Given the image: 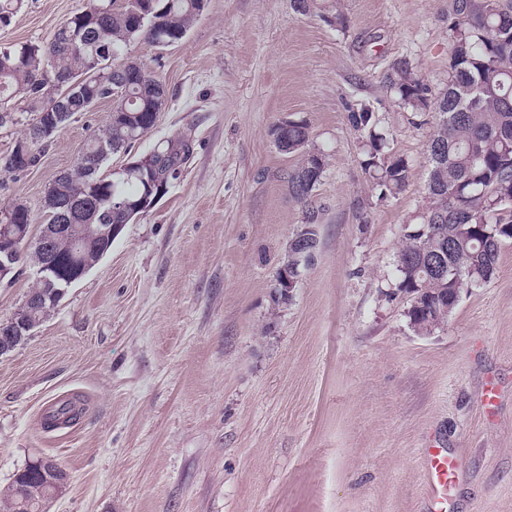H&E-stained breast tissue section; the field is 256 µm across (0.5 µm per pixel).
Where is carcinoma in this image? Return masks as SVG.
<instances>
[{
    "label": "carcinoma",
    "mask_w": 512,
    "mask_h": 512,
    "mask_svg": "<svg viewBox=\"0 0 512 512\" xmlns=\"http://www.w3.org/2000/svg\"><path fill=\"white\" fill-rule=\"evenodd\" d=\"M299 12L324 14L334 11L336 30L347 28L343 0L331 5L323 0H293ZM206 0H92L83 10L64 22L75 43L63 45L59 32L46 42H26L8 49V65L0 67V112H14L10 101L18 97L25 111L34 113L30 127L49 126L57 131L71 117L58 118L44 111L53 96L68 85L51 86L43 68L82 84L69 92L72 114L88 111L87 100L109 98L111 90L121 100L108 114L105 124L87 139L72 168L58 174L45 191L42 210L46 223H59L54 205L90 198L93 204L77 216L79 224L112 226L119 235L131 224L146 199L163 197L189 155V139L177 135L155 149L164 157L150 170L138 165L127 179L112 183L104 166L117 153L128 154L137 143L135 116L144 109H163L167 92L151 73L146 81L117 87L115 74L90 75L87 62L97 54L110 68L120 70L127 45L137 40L164 50L181 44L202 15ZM448 29V84L432 95L422 73L410 60H395L384 76L383 85L400 103L414 112H437L436 124L427 145L429 176L426 203L419 221L406 227L404 241L396 255V291L405 295L409 307L405 316L419 335L434 333L457 305L463 290L489 282L497 270L503 243L512 240V0H448L443 17ZM361 132L362 166L369 174L371 189L386 198L400 193L407 181L408 163L386 151L387 138L372 122L366 105L351 113ZM278 149L296 157L288 174V186L304 214L301 230L288 248V276L295 278L302 265L310 264L318 249L319 207L314 191L328 164L329 155L309 147L310 129L302 119L282 121L273 130ZM44 142L26 131L12 146L8 161L22 166L39 162ZM124 200L120 209L112 201ZM31 224L23 225L19 262L39 267L36 242L29 240ZM109 243L99 238L86 245L65 247L60 253L54 283L75 278L81 268L91 265L99 250ZM63 294L37 279L16 313L22 322L0 326V342L18 337L28 339ZM75 404L63 401L45 416V421L67 423L79 419ZM61 488L36 472L33 464L17 471L12 481L0 488V506L5 512H46Z\"/></svg>",
    "instance_id": "carcinoma-1"
}]
</instances>
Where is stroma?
Segmentation results:
<instances>
[{
  "label": "stroma",
  "mask_w": 512,
  "mask_h": 512,
  "mask_svg": "<svg viewBox=\"0 0 512 512\" xmlns=\"http://www.w3.org/2000/svg\"><path fill=\"white\" fill-rule=\"evenodd\" d=\"M87 0H23L0 48L43 42ZM348 27L292 0H207L187 39L128 53L163 81L159 123L181 175L32 335L0 356V485L41 456L68 479L48 512H424L420 455L460 463L451 512H512V242L421 336L394 292L405 225L425 204L438 116L382 87L397 59L433 92L448 80V0H344ZM371 107L405 189L366 194ZM111 102L75 115L38 165L0 181L43 222L48 184L101 128ZM307 122L329 165L315 190L319 248L287 300L275 289L304 215L273 128ZM80 420L47 430L56 402Z\"/></svg>",
  "instance_id": "obj_1"
}]
</instances>
